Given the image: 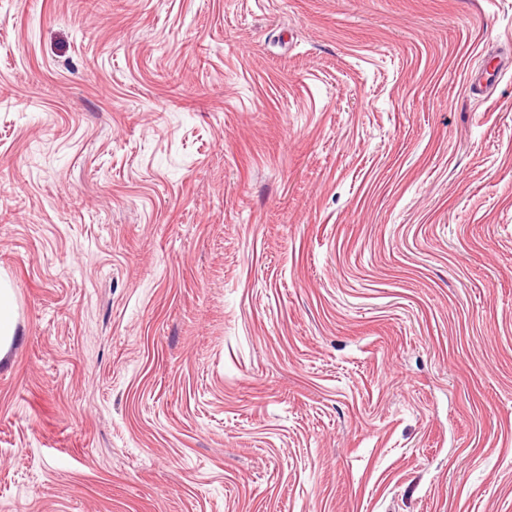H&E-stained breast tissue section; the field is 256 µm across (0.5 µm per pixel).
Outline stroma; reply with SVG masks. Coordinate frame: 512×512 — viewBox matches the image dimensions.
Masks as SVG:
<instances>
[{"label":"stroma","mask_w":512,"mask_h":512,"mask_svg":"<svg viewBox=\"0 0 512 512\" xmlns=\"http://www.w3.org/2000/svg\"><path fill=\"white\" fill-rule=\"evenodd\" d=\"M0 276V512H512V0H0ZM14 298L10 284L0 280V346L7 342L15 333Z\"/></svg>","instance_id":"35a3bbf8"}]
</instances>
